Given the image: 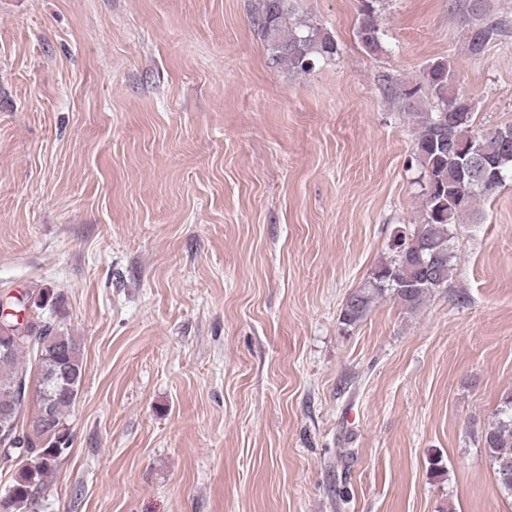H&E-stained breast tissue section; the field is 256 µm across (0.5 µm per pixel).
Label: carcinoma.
<instances>
[{
    "label": "carcinoma",
    "mask_w": 512,
    "mask_h": 512,
    "mask_svg": "<svg viewBox=\"0 0 512 512\" xmlns=\"http://www.w3.org/2000/svg\"><path fill=\"white\" fill-rule=\"evenodd\" d=\"M362 0L356 36L366 53L386 52L379 26L378 5ZM466 52L474 59L509 31L507 21L486 12L483 0H467ZM250 23L266 47L272 67L293 74L310 73L339 51L334 37L297 13L294 0H252ZM383 91L397 111L405 113L415 130V151L427 177L422 199V224L411 237L397 241L393 254L377 264L362 287L349 294L340 310V323L357 327L376 300L390 296L407 310L417 309L431 294L451 286L453 236L449 228L465 219L476 222L477 203L512 175V126L484 131L473 127L475 102L455 87L452 60L438 58L422 78L410 81L386 76ZM477 149L479 168L456 175L463 150ZM35 306L27 326L0 315V423L19 433L15 453L17 473L0 512H35L38 494L52 476L57 461L67 455L72 434L66 415L74 406L84 379L81 346L66 333L58 345L54 324ZM480 442L500 489L512 496V395L503 398L494 418L485 423Z\"/></svg>",
    "instance_id": "obj_1"
}]
</instances>
